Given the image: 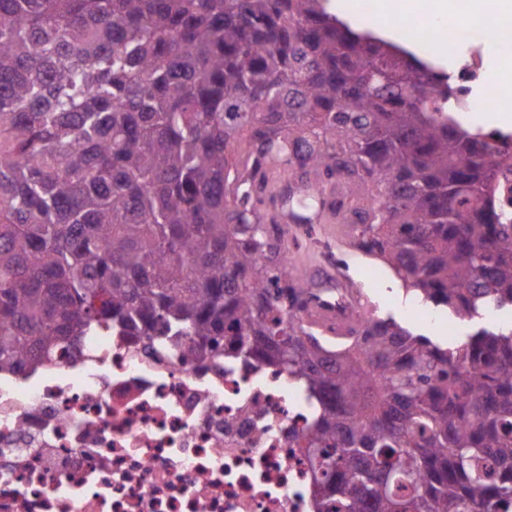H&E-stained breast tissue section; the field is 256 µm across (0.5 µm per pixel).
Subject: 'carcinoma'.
<instances>
[{
	"label": "carcinoma",
	"instance_id": "carcinoma-1",
	"mask_svg": "<svg viewBox=\"0 0 512 512\" xmlns=\"http://www.w3.org/2000/svg\"><path fill=\"white\" fill-rule=\"evenodd\" d=\"M461 111L451 77L321 0H0V370L103 332L229 336L315 403L316 512H501L512 321L454 345L329 323L257 208L281 167L425 303L512 311L489 194L512 154Z\"/></svg>",
	"mask_w": 512,
	"mask_h": 512
}]
</instances>
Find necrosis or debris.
Wrapping results in <instances>:
<instances>
[{
    "label": "necrosis or debris",
    "instance_id": "4bbe7bcc",
    "mask_svg": "<svg viewBox=\"0 0 512 512\" xmlns=\"http://www.w3.org/2000/svg\"><path fill=\"white\" fill-rule=\"evenodd\" d=\"M403 39L442 43L474 120L512 89L458 60L431 18ZM312 409L273 367L222 354L168 358L132 336H87L70 352L0 372V512H314L310 473L288 436Z\"/></svg>",
    "mask_w": 512,
    "mask_h": 512
}]
</instances>
